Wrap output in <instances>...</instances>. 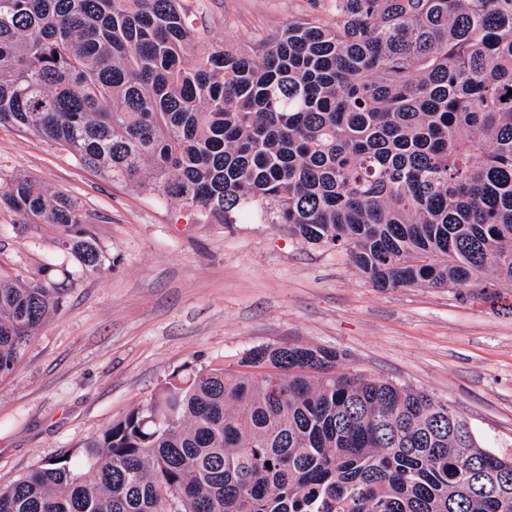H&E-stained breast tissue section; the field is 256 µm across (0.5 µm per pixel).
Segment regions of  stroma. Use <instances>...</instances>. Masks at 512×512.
Wrapping results in <instances>:
<instances>
[{
  "label": "stroma",
  "mask_w": 512,
  "mask_h": 512,
  "mask_svg": "<svg viewBox=\"0 0 512 512\" xmlns=\"http://www.w3.org/2000/svg\"><path fill=\"white\" fill-rule=\"evenodd\" d=\"M328 0H204L199 50L253 44ZM23 177L67 195L104 253L90 272L49 225L0 203V274L43 270L67 290L0 379V485L77 448L174 373L236 368L258 346L331 348L349 369L449 403L512 451V288L381 290L348 254L281 224H197L173 200L131 192L53 143L0 124V184Z\"/></svg>",
  "instance_id": "obj_1"
}]
</instances>
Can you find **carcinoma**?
<instances>
[{"instance_id": "1", "label": "carcinoma", "mask_w": 512, "mask_h": 512, "mask_svg": "<svg viewBox=\"0 0 512 512\" xmlns=\"http://www.w3.org/2000/svg\"><path fill=\"white\" fill-rule=\"evenodd\" d=\"M250 46L195 49L189 0H0V123L177 201L196 224H284L376 288L512 284V0H332ZM0 198L102 255L75 204ZM66 289L0 276V376ZM173 376L0 512H512V455L451 405L261 346ZM485 479L484 492L472 476Z\"/></svg>"}]
</instances>
